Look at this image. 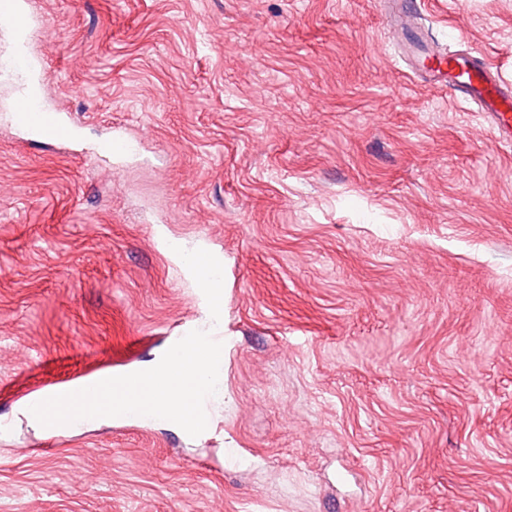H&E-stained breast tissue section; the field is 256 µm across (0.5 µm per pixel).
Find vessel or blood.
Returning a JSON list of instances; mask_svg holds the SVG:
<instances>
[{"instance_id":"b4317fda","label":"vessel or blood","mask_w":512,"mask_h":512,"mask_svg":"<svg viewBox=\"0 0 512 512\" xmlns=\"http://www.w3.org/2000/svg\"><path fill=\"white\" fill-rule=\"evenodd\" d=\"M32 0H0V30L15 41L27 38L39 23ZM397 28L403 33L405 52L413 75L429 88L449 94L453 101L475 105L492 130L496 144L512 147V82L505 79L481 57L465 50H446L429 44L425 33L414 26L407 15L396 13ZM13 124L22 132L55 141H67L74 127L57 109L40 103L32 87H24L11 107ZM179 372L163 368L152 376L130 371L113 384L126 391L150 386L159 396H167L175 387ZM102 377H89L60 388L58 397L64 406L96 400L112 384Z\"/></svg>"}]
</instances>
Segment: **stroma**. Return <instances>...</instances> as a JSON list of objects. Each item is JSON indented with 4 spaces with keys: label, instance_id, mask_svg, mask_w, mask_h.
Instances as JSON below:
<instances>
[{
    "label": "stroma",
    "instance_id": "35a3bbf8",
    "mask_svg": "<svg viewBox=\"0 0 512 512\" xmlns=\"http://www.w3.org/2000/svg\"><path fill=\"white\" fill-rule=\"evenodd\" d=\"M36 2L75 135L15 129L0 78V512H512V149L384 0ZM417 8L512 79V0ZM214 334L205 432L24 408ZM190 270L196 277L198 288H201V294L205 306L211 313L218 314L221 310L220 298L222 296V292L219 291V288L221 287L218 280L213 276V269L208 267L205 269H199L198 267H195V270L191 268Z\"/></svg>",
    "mask_w": 512,
    "mask_h": 512
}]
</instances>
